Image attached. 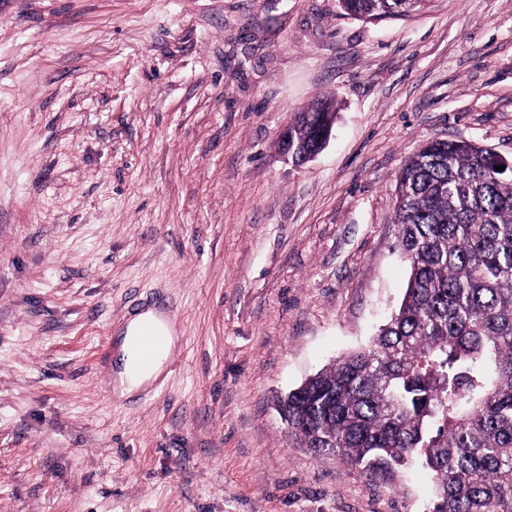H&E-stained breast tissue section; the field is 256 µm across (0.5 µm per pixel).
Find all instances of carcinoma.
I'll return each instance as SVG.
<instances>
[{"label":"carcinoma","instance_id":"cac0c4a2","mask_svg":"<svg viewBox=\"0 0 512 512\" xmlns=\"http://www.w3.org/2000/svg\"><path fill=\"white\" fill-rule=\"evenodd\" d=\"M347 15H406L425 0H341ZM288 127L307 151L333 112L317 98ZM397 248L409 267L398 310L371 346L288 392V431L354 465L417 461L430 512H512V180L465 140L419 146L397 176Z\"/></svg>","mask_w":512,"mask_h":512}]
</instances>
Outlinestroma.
Listing matches in <instances>:
<instances>
[{"label":"stroma","mask_w":512,"mask_h":512,"mask_svg":"<svg viewBox=\"0 0 512 512\" xmlns=\"http://www.w3.org/2000/svg\"><path fill=\"white\" fill-rule=\"evenodd\" d=\"M431 139L512 157V0H0V512H428L419 464L314 454L276 403L400 303ZM150 301L179 339L122 398L100 353ZM347 15L361 19L402 16L419 8L425 0H340ZM314 112H301L298 115V120L292 126H288V147L283 143L282 132L279 139V147L281 152L291 157L293 163L296 166H302L307 164L308 162L314 160L326 147L324 144L321 148H319L314 153L310 154L306 158L302 160L296 159L292 154L288 152V148L292 151H307L313 147H315L319 141H321L326 134L325 125L319 122V117L322 115H329L333 112V105L331 101L327 98H317L312 103Z\"/></svg>","instance_id":"stroma-1"}]
</instances>
